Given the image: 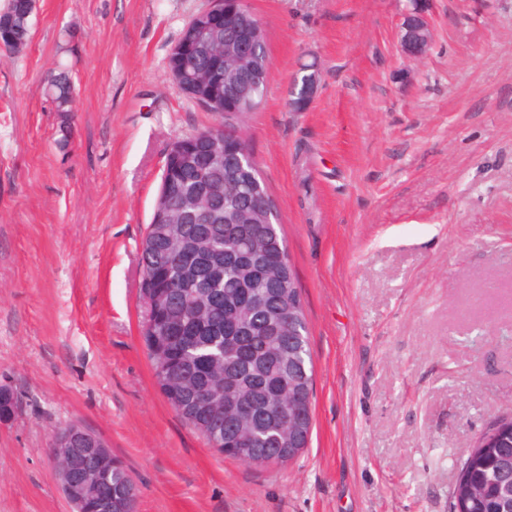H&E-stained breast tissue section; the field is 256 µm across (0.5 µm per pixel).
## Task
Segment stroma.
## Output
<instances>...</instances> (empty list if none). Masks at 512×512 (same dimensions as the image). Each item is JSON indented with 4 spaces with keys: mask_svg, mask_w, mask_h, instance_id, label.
<instances>
[{
    "mask_svg": "<svg viewBox=\"0 0 512 512\" xmlns=\"http://www.w3.org/2000/svg\"><path fill=\"white\" fill-rule=\"evenodd\" d=\"M211 0H35L0 53V512H73L49 454L78 424L137 512H449L460 460L512 414V0H248L263 105L241 123L309 327L314 427L282 466L209 448L157 387L142 241L172 143L216 118L172 48ZM433 36L399 49L404 10ZM318 92L288 104L304 65ZM66 69L76 110L55 112Z\"/></svg>",
    "mask_w": 512,
    "mask_h": 512,
    "instance_id": "stroma-1",
    "label": "stroma"
}]
</instances>
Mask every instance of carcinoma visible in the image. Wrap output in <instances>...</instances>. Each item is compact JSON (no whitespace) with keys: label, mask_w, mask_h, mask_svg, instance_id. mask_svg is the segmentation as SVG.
I'll list each match as a JSON object with an SVG mask.
<instances>
[{"label":"carcinoma","mask_w":512,"mask_h":512,"mask_svg":"<svg viewBox=\"0 0 512 512\" xmlns=\"http://www.w3.org/2000/svg\"><path fill=\"white\" fill-rule=\"evenodd\" d=\"M33 0H9L0 12V49L18 52L30 35ZM208 68L219 89L232 81L224 55L202 47L190 59ZM49 94L58 112L73 111L74 88L63 72L53 76ZM195 166L180 175L169 198L181 193L207 199L209 224H153L142 243V299L147 314L143 339L156 384L171 407L225 456L249 465H282L308 447L313 429L314 367L308 337L294 369L301 379L288 387V333L265 332L268 320L288 314V295H297L295 273L283 262L287 244L278 224H226L224 203L240 196L211 199L208 183L233 180L234 171L206 170V141L194 143ZM252 398L255 425H241L225 409L229 399ZM18 399L0 387V416L14 412ZM301 418L294 449L288 451V413ZM512 436V417L496 420L460 461L449 512H501V448L496 435ZM97 451L71 455L77 483L74 497L82 512H136L131 475L110 447L95 437Z\"/></svg>","instance_id":"carcinoma-1"}]
</instances>
